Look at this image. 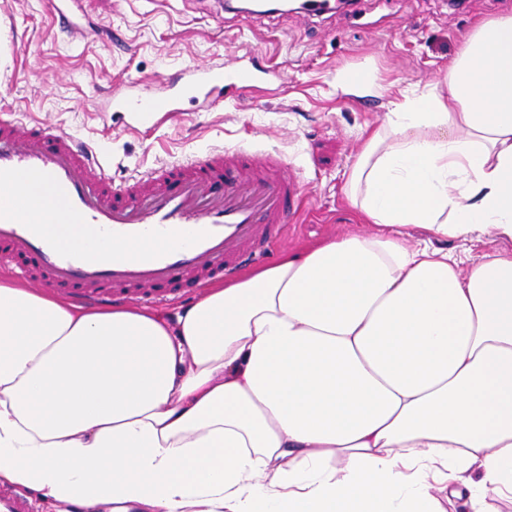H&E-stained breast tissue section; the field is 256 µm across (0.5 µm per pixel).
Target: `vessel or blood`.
I'll use <instances>...</instances> for the list:
<instances>
[{
    "instance_id": "vessel-or-blood-1",
    "label": "vessel or blood",
    "mask_w": 512,
    "mask_h": 512,
    "mask_svg": "<svg viewBox=\"0 0 512 512\" xmlns=\"http://www.w3.org/2000/svg\"><path fill=\"white\" fill-rule=\"evenodd\" d=\"M266 70L236 62L196 64L161 85L138 82L113 89L106 111L134 125L180 111L184 100L206 108L225 94L259 87ZM40 183L28 199L12 192L14 178ZM304 198L274 151L212 150L135 179H114L95 150L74 135L0 114V260L20 278L65 290L82 304L108 306L139 296L175 299V284L231 276L264 261ZM53 224L85 225L111 247L102 259L61 243ZM0 512H37L33 500L0 485Z\"/></svg>"
}]
</instances>
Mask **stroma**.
<instances>
[{"label": "stroma", "mask_w": 512, "mask_h": 512, "mask_svg": "<svg viewBox=\"0 0 512 512\" xmlns=\"http://www.w3.org/2000/svg\"><path fill=\"white\" fill-rule=\"evenodd\" d=\"M512 13V0H356L332 14L242 13L224 0H76L87 40L56 30L48 0H6L0 26H14L25 51L0 54L13 74L0 110L42 121L100 147L116 177L182 162L212 148L251 144L278 150L309 198L275 255L359 230L344 194L366 127L383 123L385 95L342 92L340 72H361L423 91L444 74L477 20ZM242 53L273 70L270 90H243L205 111L189 107L131 130L123 114L102 111L113 85L153 81L216 55Z\"/></svg>", "instance_id": "35a3bbf8"}]
</instances>
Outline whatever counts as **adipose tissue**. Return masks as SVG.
<instances>
[{"label":"adipose tissue","instance_id":"adipose-tissue-1","mask_svg":"<svg viewBox=\"0 0 512 512\" xmlns=\"http://www.w3.org/2000/svg\"><path fill=\"white\" fill-rule=\"evenodd\" d=\"M345 195L361 231L172 315L0 278V483L57 512L512 503V252L430 244L512 241V15L393 100ZM432 244L436 248H441V249H445V250L448 249V251H451V252H454L457 254H462V252L467 248L472 249L473 254L477 253L479 251H482L483 249H485L487 247H496V248H501V249H506V250H512V243H509V242H506V243L486 242L485 245L479 244L478 247H474L469 242H463V241H460L457 239H449L448 238V240H444V239L433 240Z\"/></svg>","mask_w":512,"mask_h":512}]
</instances>
